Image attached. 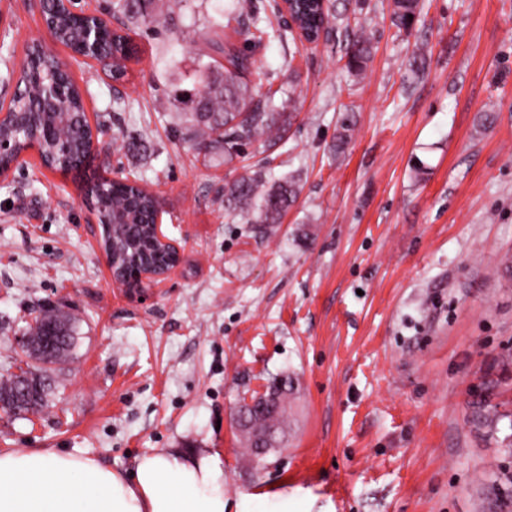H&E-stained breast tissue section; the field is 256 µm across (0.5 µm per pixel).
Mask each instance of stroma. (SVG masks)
I'll return each mask as SVG.
<instances>
[{
	"label": "stroma",
	"instance_id": "35a3bbf8",
	"mask_svg": "<svg viewBox=\"0 0 512 512\" xmlns=\"http://www.w3.org/2000/svg\"><path fill=\"white\" fill-rule=\"evenodd\" d=\"M163 3L159 27L122 16L140 56L116 86L51 38L34 0H0V91L41 41L105 123L111 168L160 195L183 252L145 295L127 292L79 178L27 154L0 180V374L25 366L16 341L43 310L78 332L48 370L47 406L0 410V452L54 448L126 472L153 451L216 453L229 512H512V0H424L406 29L392 0H329L312 48L226 29L255 96L276 88L297 115L276 146L246 149L267 181L302 185L278 224L229 216L223 155L173 136L189 107L167 98L191 89L233 0ZM357 31L373 51L354 72ZM283 376L287 434L256 463L235 414Z\"/></svg>",
	"mask_w": 512,
	"mask_h": 512
}]
</instances>
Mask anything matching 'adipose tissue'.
I'll list each match as a JSON object with an SVG mask.
<instances>
[{"mask_svg": "<svg viewBox=\"0 0 512 512\" xmlns=\"http://www.w3.org/2000/svg\"><path fill=\"white\" fill-rule=\"evenodd\" d=\"M0 512H225L224 466L164 451L127 474L53 448L4 452Z\"/></svg>", "mask_w": 512, "mask_h": 512, "instance_id": "obj_1", "label": "adipose tissue"}]
</instances>
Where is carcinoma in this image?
Returning a JSON list of instances; mask_svg holds the SVG:
<instances>
[{
    "label": "carcinoma",
    "instance_id": "obj_1",
    "mask_svg": "<svg viewBox=\"0 0 512 512\" xmlns=\"http://www.w3.org/2000/svg\"><path fill=\"white\" fill-rule=\"evenodd\" d=\"M155 0H116V11L138 18L143 25L151 27L160 23L154 10ZM419 0H395L392 22L398 28H407L412 23L409 16L416 14ZM233 19L242 23L240 35L249 41L256 35L266 34L258 27L259 11L254 0H237L231 10ZM297 13L302 29L317 35L330 23V13L318 0H301ZM45 20L54 30L55 40L72 51L79 50L85 40L83 20L70 13L56 2L47 0ZM100 52L117 60V70L126 71L132 48L127 39L105 27L100 35ZM369 39L359 35L347 46L346 67L359 70L371 56ZM228 65H217L216 60H196L191 74L193 93L189 125L178 130L186 143L198 151L207 153L219 150L224 154V163L231 164L240 157L244 147L259 139L270 145L282 138L295 115L292 112H275V95L255 99L245 79L250 62L241 50L224 52ZM17 123L0 129V138L13 145L14 152L0 156V167L8 169L16 155L25 151L32 139V132L52 129V138L40 144L41 157L46 167L62 174L77 169L83 159L92 152V134L85 118L82 93L71 75L58 66L49 71L41 64V51L35 43L27 45L25 58L17 79L15 94ZM354 125L353 116L344 113L336 134L333 149L341 153ZM300 185L295 177L280 179L266 186L262 172L242 175L224 187V209L240 216L247 224H279L299 196ZM94 203L100 218L110 221L122 216L126 218L123 237L102 238L104 250L118 260V265L134 263L139 250L148 249L147 262L158 269L167 267L172 256L147 248L150 224L154 223L155 200L144 190L119 181L102 180L94 186ZM74 323L52 310L44 311L28 331L31 339L30 356L35 365L24 372L27 380L40 386L22 403L15 402V389L19 376L11 374L0 377V407L15 415L36 412L48 401L51 386L48 377L38 364H51L61 360L72 349L75 341ZM287 415L285 409L257 412L250 425L243 428L246 447L252 448L256 439L272 431L285 434Z\"/></svg>",
    "mask_w": 512,
    "mask_h": 512
}]
</instances>
